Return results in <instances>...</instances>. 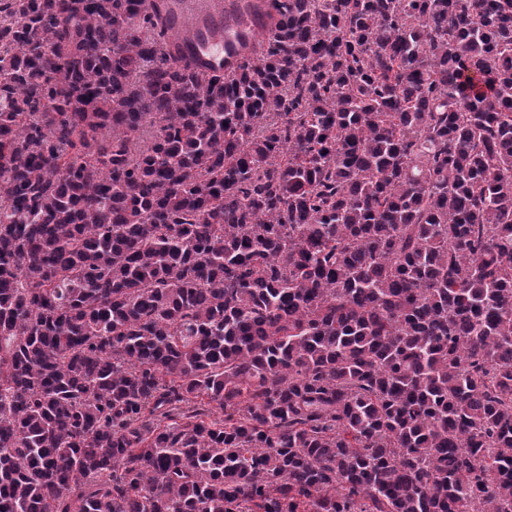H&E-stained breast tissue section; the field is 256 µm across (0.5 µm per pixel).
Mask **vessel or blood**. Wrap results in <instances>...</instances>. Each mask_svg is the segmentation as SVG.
<instances>
[{
	"label": "vessel or blood",
	"instance_id": "1",
	"mask_svg": "<svg viewBox=\"0 0 512 512\" xmlns=\"http://www.w3.org/2000/svg\"><path fill=\"white\" fill-rule=\"evenodd\" d=\"M255 0H153L176 35L173 50L191 54L209 72L237 70L259 26Z\"/></svg>",
	"mask_w": 512,
	"mask_h": 512
}]
</instances>
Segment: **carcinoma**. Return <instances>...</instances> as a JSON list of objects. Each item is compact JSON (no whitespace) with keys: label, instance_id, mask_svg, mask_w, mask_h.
I'll return each mask as SVG.
<instances>
[{"label":"carcinoma","instance_id":"1","mask_svg":"<svg viewBox=\"0 0 512 512\" xmlns=\"http://www.w3.org/2000/svg\"><path fill=\"white\" fill-rule=\"evenodd\" d=\"M0 0V512H512V0ZM256 0H153L167 17L177 40L173 53L191 54L209 72L237 70L247 55V45L259 26L252 4ZM226 9V13H225Z\"/></svg>","mask_w":512,"mask_h":512}]
</instances>
